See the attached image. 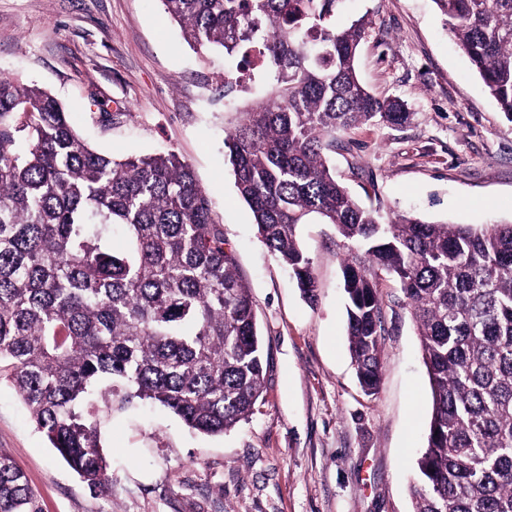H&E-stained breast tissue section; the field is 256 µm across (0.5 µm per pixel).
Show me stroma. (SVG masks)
Instances as JSON below:
<instances>
[{"mask_svg": "<svg viewBox=\"0 0 512 512\" xmlns=\"http://www.w3.org/2000/svg\"><path fill=\"white\" fill-rule=\"evenodd\" d=\"M369 20L356 68L375 94L402 99V125L338 138L337 179L384 218L512 219V121L449 39L433 0H345L336 23ZM223 48L196 49L161 0H0V75L50 92L95 150L175 151L208 193L224 249L257 302L268 367L249 421L224 434L189 430L160 406L115 412L102 444L112 494H90L0 382V451L43 512H410L432 394L397 283L381 276L383 375L360 387L343 295L346 241L334 225H299L317 284L304 300L266 248L225 162L241 116L224 107Z\"/></svg>", "mask_w": 512, "mask_h": 512, "instance_id": "stroma-1", "label": "stroma"}]
</instances>
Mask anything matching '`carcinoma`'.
<instances>
[{
    "label": "carcinoma",
    "instance_id": "carcinoma-1",
    "mask_svg": "<svg viewBox=\"0 0 512 512\" xmlns=\"http://www.w3.org/2000/svg\"><path fill=\"white\" fill-rule=\"evenodd\" d=\"M194 45L254 57L268 84L224 139L261 241L315 300L297 227L348 243L347 336L357 378L382 380L377 279L393 278L431 394L411 512H512V221L387 222L336 179V136L402 125L404 102L356 72L361 17L345 0H162ZM448 35L512 120V0H433ZM0 376L57 455L112 494L101 434L115 410L158 404L219 435L249 419L264 381L256 300L224 250L207 193L173 151L115 159L71 129L50 94L0 77ZM0 512H41L0 453Z\"/></svg>",
    "mask_w": 512,
    "mask_h": 512
}]
</instances>
